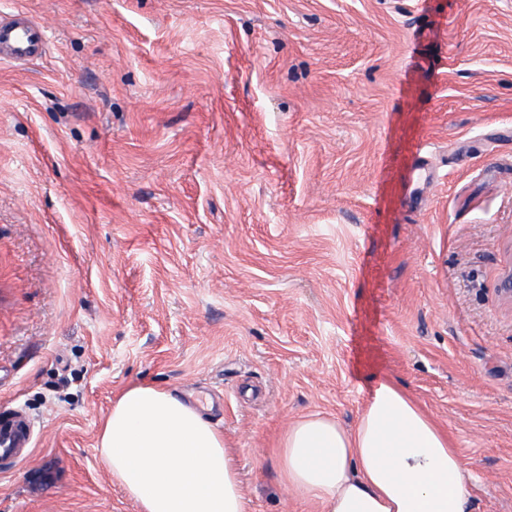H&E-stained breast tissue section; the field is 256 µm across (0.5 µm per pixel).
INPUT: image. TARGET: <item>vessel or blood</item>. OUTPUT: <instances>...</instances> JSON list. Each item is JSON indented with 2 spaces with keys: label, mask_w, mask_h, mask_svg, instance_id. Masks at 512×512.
<instances>
[{
  "label": "vessel or blood",
  "mask_w": 512,
  "mask_h": 512,
  "mask_svg": "<svg viewBox=\"0 0 512 512\" xmlns=\"http://www.w3.org/2000/svg\"><path fill=\"white\" fill-rule=\"evenodd\" d=\"M47 47V28L25 13L0 17V61L26 63L41 57ZM33 445L30 422L21 407L0 417V461H23Z\"/></svg>",
  "instance_id": "b4317fda"
}]
</instances>
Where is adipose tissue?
I'll return each instance as SVG.
<instances>
[{
    "label": "adipose tissue",
    "mask_w": 512,
    "mask_h": 512,
    "mask_svg": "<svg viewBox=\"0 0 512 512\" xmlns=\"http://www.w3.org/2000/svg\"><path fill=\"white\" fill-rule=\"evenodd\" d=\"M99 448L139 512H246L223 434L173 389L124 388ZM278 465L294 494L323 512H470L473 475L447 430L387 379L354 428L322 413L290 424Z\"/></svg>",
    "instance_id": "adipose-tissue-1"
}]
</instances>
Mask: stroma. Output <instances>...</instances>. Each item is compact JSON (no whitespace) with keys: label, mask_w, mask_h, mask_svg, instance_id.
Here are the masks:
<instances>
[{"label":"stroma","mask_w":512,"mask_h":512,"mask_svg":"<svg viewBox=\"0 0 512 512\" xmlns=\"http://www.w3.org/2000/svg\"><path fill=\"white\" fill-rule=\"evenodd\" d=\"M0 412L39 434L0 512H137L116 394L178 390L246 512L299 416L385 377L445 428L471 512H512V0H0ZM47 28L26 13L0 17V61L26 63L45 54Z\"/></svg>","instance_id":"obj_1"}]
</instances>
